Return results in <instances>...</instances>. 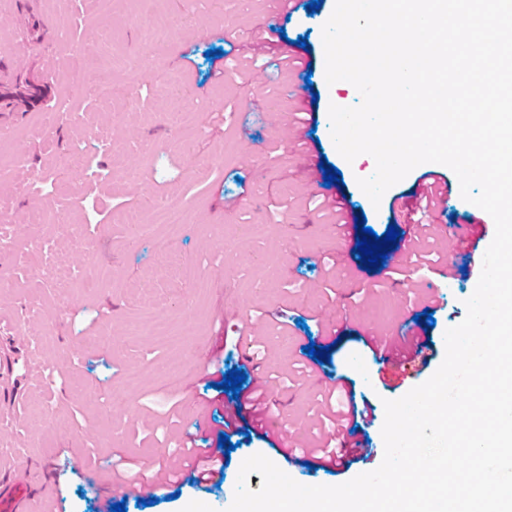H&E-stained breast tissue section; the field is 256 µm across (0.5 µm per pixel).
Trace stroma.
<instances>
[{
  "mask_svg": "<svg viewBox=\"0 0 512 512\" xmlns=\"http://www.w3.org/2000/svg\"><path fill=\"white\" fill-rule=\"evenodd\" d=\"M308 2L296 0L279 25L289 40L306 37L309 66L278 74L271 49L262 66L236 63L271 0H112L107 16L98 0H0V63L47 95L28 111L0 112L11 133L0 140V196L10 202L0 211L10 236L0 253V356L22 377L0 403V470L47 497L43 512H103L108 502L127 512H226L242 462L258 453L300 484L344 483L382 462L384 400L441 365L445 332L464 320L493 240L488 232L458 250L449 235L492 218L462 199L439 163L415 167L371 202L358 181L374 159L347 161L331 137L330 105L361 101L349 82L326 81L322 27L335 0L314 14ZM60 28L97 34L82 65L109 81L111 104L69 83ZM212 48L222 56L206 58ZM66 99L82 126L51 119ZM293 113L313 119L299 130L287 122ZM324 160L340 181L316 179ZM428 174L448 183L430 217L443 230L435 262L458 270L444 288L400 243L384 268L367 271L354 251L358 229L338 243L319 206L338 194L377 235L402 230L421 217ZM170 208L182 215L175 234ZM39 237L54 242L44 261L25 249ZM81 237L91 254L78 249ZM48 264L57 283L42 274ZM398 266L407 274L392 278ZM413 325L430 345L428 364L402 383L383 381L374 337ZM309 344L329 348V362L304 353ZM172 361L181 373H164ZM234 368L248 375L241 396L265 383L272 424L307 448L329 435L328 390L340 381L375 410L366 447L348 464L310 469L284 456L250 412L225 426L217 385ZM224 433L237 447L220 479L171 483L165 500L144 505L139 487L154 471L178 467L186 445L218 448Z\"/></svg>",
  "mask_w": 512,
  "mask_h": 512,
  "instance_id": "35a3bbf8",
  "label": "stroma"
}]
</instances>
